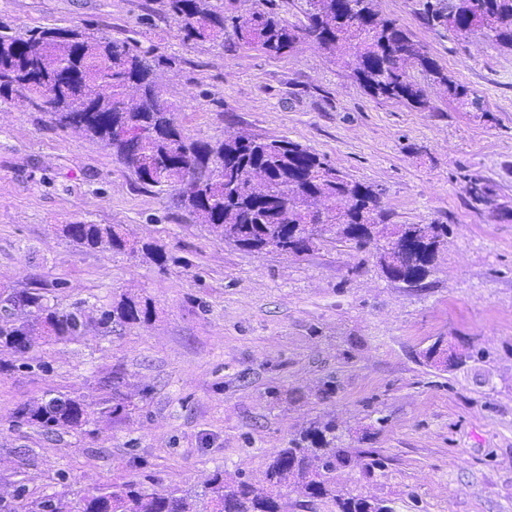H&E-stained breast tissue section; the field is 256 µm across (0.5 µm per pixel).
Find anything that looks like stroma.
<instances>
[{
    "label": "stroma",
    "mask_w": 512,
    "mask_h": 512,
    "mask_svg": "<svg viewBox=\"0 0 512 512\" xmlns=\"http://www.w3.org/2000/svg\"><path fill=\"white\" fill-rule=\"evenodd\" d=\"M422 3L375 8L480 111L417 72L425 106L371 96L308 39L279 57L184 42L163 0H0V26L13 32L86 25L163 58V97L192 139L288 138L381 189L391 223L448 227L417 287L387 278L371 246L240 249L100 144L0 98V294L39 288L91 319L79 340L0 351V492L76 502L129 479L191 491L218 469L262 487L290 439L332 422L338 446L384 461L337 469L340 493L392 512H512V50L429 27ZM473 181L490 203L471 200ZM77 223L126 225L167 261L77 248L61 231ZM125 297L149 302L151 320L99 327L101 310ZM440 337L484 357L427 365ZM116 369L126 410L54 433L18 422L24 404L60 394L97 407Z\"/></svg>",
    "instance_id": "1"
}]
</instances>
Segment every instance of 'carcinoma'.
<instances>
[{"label":"carcinoma","mask_w":512,"mask_h":512,"mask_svg":"<svg viewBox=\"0 0 512 512\" xmlns=\"http://www.w3.org/2000/svg\"><path fill=\"white\" fill-rule=\"evenodd\" d=\"M169 14L189 42L230 39L256 45L266 54L288 53L303 36L331 55L349 52L359 83L374 97L426 105L424 90L410 80L415 69L445 86L460 106L480 109L479 100L451 77L394 20L379 16L373 0H303L301 24L280 18L274 7L236 16L224 15L213 0H166ZM425 24L467 39L482 34L512 49V0H426ZM161 59H150L121 39L95 35L85 27H48L25 34L0 30V97L21 96L63 128L101 143L133 169L140 181L160 191H181L184 208L199 224L239 248L278 252L295 239L296 251L313 241L357 247L376 244L392 249L386 236L387 215L380 210L379 189L371 184L336 179V169L319 155L285 137L260 138L241 132L216 144L192 141L171 119L172 107L155 81ZM116 126L142 134L137 153L112 138ZM342 224L339 231L320 225ZM65 234L80 248L139 254L154 264L166 261L163 250L138 245L122 224H67ZM436 249L424 247L415 262L396 271L409 286L431 271ZM0 302L16 307L0 314V347L18 351L38 341H75L86 320L79 311L63 312L35 289H20ZM151 310L131 298L101 313L99 323L136 324ZM124 375L112 376V396L104 408L90 411L77 396L59 395L24 405L18 412L45 431L77 428L111 414L107 404L124 407ZM351 452L336 447L330 426L310 427L289 441L268 465V488L215 471L200 493L148 490L128 480L96 489L83 497L78 512H284L281 488L295 484L311 501L328 499L337 512H363L366 498L343 497L331 486L337 467ZM0 512H73L66 497L13 504L0 499Z\"/></svg>","instance_id":"cac0c4a2"}]
</instances>
